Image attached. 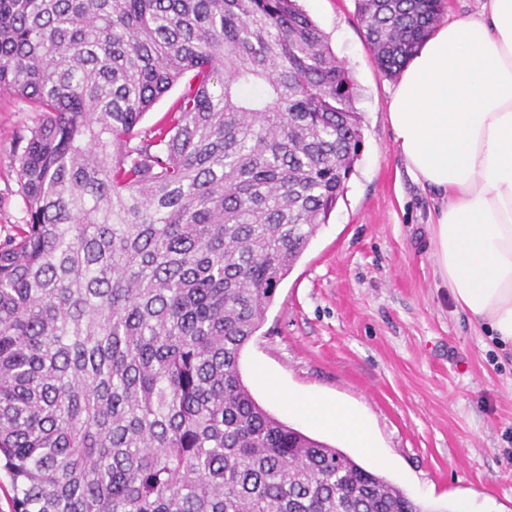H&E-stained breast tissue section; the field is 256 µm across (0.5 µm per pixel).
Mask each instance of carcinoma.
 <instances>
[{
	"mask_svg": "<svg viewBox=\"0 0 512 512\" xmlns=\"http://www.w3.org/2000/svg\"><path fill=\"white\" fill-rule=\"evenodd\" d=\"M354 2L388 77L446 6ZM2 93L37 112L0 236L14 512H421L240 372L363 141L298 0H0ZM181 90L182 85L180 83L174 85L144 114L137 129L143 132L159 121L165 112H167L173 101L180 95Z\"/></svg>",
	"mask_w": 512,
	"mask_h": 512,
	"instance_id": "cac0c4a2",
	"label": "carcinoma"
}]
</instances>
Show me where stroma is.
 <instances>
[{"mask_svg":"<svg viewBox=\"0 0 512 512\" xmlns=\"http://www.w3.org/2000/svg\"><path fill=\"white\" fill-rule=\"evenodd\" d=\"M350 68L363 144L326 224L277 288L242 372L271 414L336 447L335 432L289 412L275 389L349 403L373 423L387 465L356 454L423 512H512V345L456 312L436 273L430 220L387 120L393 79L378 68L354 0H301ZM36 118L0 96V234L24 223L16 154Z\"/></svg>","mask_w":512,"mask_h":512,"instance_id":"1","label":"stroma"}]
</instances>
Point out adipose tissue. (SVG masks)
I'll list each match as a JSON object with an SVG mask.
<instances>
[{"mask_svg": "<svg viewBox=\"0 0 512 512\" xmlns=\"http://www.w3.org/2000/svg\"><path fill=\"white\" fill-rule=\"evenodd\" d=\"M422 44L389 92L407 170L436 189L433 254L456 308L512 342V0H479ZM289 410L381 459L372 424L349 405L288 394Z\"/></svg>", "mask_w": 512, "mask_h": 512, "instance_id": "obj_1", "label": "adipose tissue"}]
</instances>
